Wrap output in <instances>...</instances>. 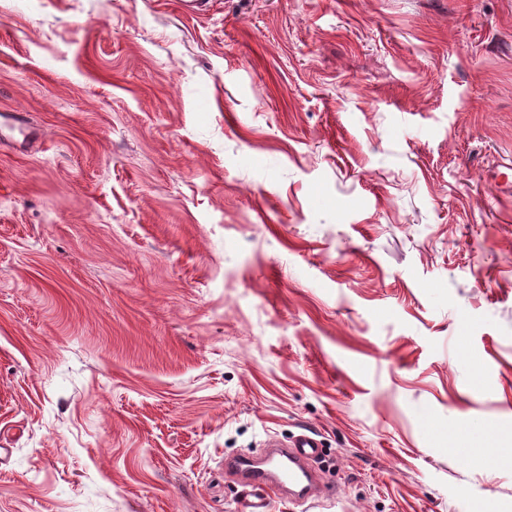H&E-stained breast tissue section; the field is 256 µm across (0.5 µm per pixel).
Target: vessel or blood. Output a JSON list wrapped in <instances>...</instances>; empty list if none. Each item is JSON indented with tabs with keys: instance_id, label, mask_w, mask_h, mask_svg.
I'll return each instance as SVG.
<instances>
[{
	"instance_id": "vessel-or-blood-1",
	"label": "vessel or blood",
	"mask_w": 512,
	"mask_h": 512,
	"mask_svg": "<svg viewBox=\"0 0 512 512\" xmlns=\"http://www.w3.org/2000/svg\"><path fill=\"white\" fill-rule=\"evenodd\" d=\"M27 131L24 113L0 114L1 139ZM267 446L260 460L246 454L224 460L225 472L238 477L246 490L237 503V512H269V494L274 490L301 503L326 494V487L310 466L323 452L321 440L312 431H303L285 443L272 437Z\"/></svg>"
}]
</instances>
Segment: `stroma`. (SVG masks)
<instances>
[{"label": "stroma", "instance_id": "obj_1", "mask_svg": "<svg viewBox=\"0 0 512 512\" xmlns=\"http://www.w3.org/2000/svg\"><path fill=\"white\" fill-rule=\"evenodd\" d=\"M0 512H512V0H0ZM16 131L23 135V142L29 138H27L29 134L24 113L11 111L0 115V138L13 139ZM267 447L260 460L246 454L224 458V471L238 477L246 490L237 512H269V492L274 490L301 503L334 495L310 466L323 452L321 440L312 431L294 435L288 443L270 437Z\"/></svg>", "mask_w": 512, "mask_h": 512}]
</instances>
